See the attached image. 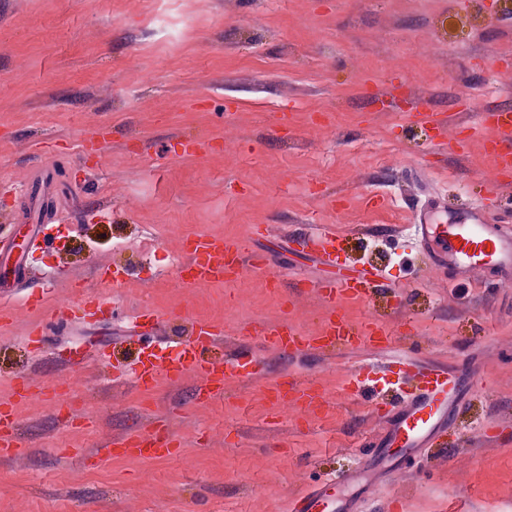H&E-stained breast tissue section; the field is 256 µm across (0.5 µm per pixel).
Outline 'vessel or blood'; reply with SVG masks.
Here are the masks:
<instances>
[{"label":"vessel or blood","mask_w":512,"mask_h":512,"mask_svg":"<svg viewBox=\"0 0 512 512\" xmlns=\"http://www.w3.org/2000/svg\"><path fill=\"white\" fill-rule=\"evenodd\" d=\"M414 118L419 125L434 132L433 144L446 146L447 119L443 113L431 108L416 111ZM477 126L490 130L484 142L485 150L492 155L495 168L512 171V112L488 108L477 115ZM442 244L440 261L470 273L494 269L503 275L512 274V234L504 233L487 224L482 208H474L465 218L449 217L447 224L434 230ZM298 251L317 254L327 268L326 276L318 288L327 304L338 301H366L375 288L386 279L382 267L372 265L349 271L342 261V249L336 235L325 226H315L303 232L294 241ZM186 260L181 266L183 283L200 286L213 282H233L240 276L244 264L253 269L267 271L269 260L259 255L245 261L240 247L223 238L199 234L189 239L184 249ZM265 347L272 351L293 353L301 349L321 350L329 345L357 346L368 342L386 347L389 332L381 322L370 319L359 329H352L344 319L328 313L315 336H301L288 322L262 327L259 331ZM220 335L217 325L197 322L190 342L180 344L175 352L156 349L138 357L128 372V378L142 392L156 390L161 384H179L187 375H195L201 382L207 403L224 397L227 384L233 380L252 378L257 373L256 360L247 351H241L226 360L206 361L203 354ZM459 385L447 369L421 366L410 372L406 381L393 382L382 379L375 393L382 406L393 408L389 438L407 448H431L445 435V420L452 410L451 392ZM63 387L54 384L40 395H32L27 385L14 388L13 399L0 404V457L22 451L24 444L15 430L14 406L39 398L49 407H56ZM268 396L274 401L288 400L312 410L321 405L324 394L311 383L293 380L289 386L274 385ZM172 440L151 432H136L117 442L123 456L140 460H153L168 456ZM324 489L315 488L292 503L293 512H324Z\"/></svg>","instance_id":"b4317fda"}]
</instances>
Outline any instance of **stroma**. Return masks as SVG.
<instances>
[{"instance_id": "1", "label": "stroma", "mask_w": 512, "mask_h": 512, "mask_svg": "<svg viewBox=\"0 0 512 512\" xmlns=\"http://www.w3.org/2000/svg\"><path fill=\"white\" fill-rule=\"evenodd\" d=\"M0 81V400L58 382L98 410L88 426L18 408L25 449L0 460V512H285L289 495L352 470L365 475L359 512H512V278L439 264L417 228L420 208L441 221L480 201L512 232V178L496 176L474 127L482 109L512 107V0H0ZM424 101L447 117V151L397 115ZM188 141L199 154L184 155ZM62 217L65 245L20 249ZM316 224L335 225L351 261L386 265V288L337 312L355 328L377 318L387 348H261L256 327L321 328L323 265L292 243ZM197 233L267 253L278 287L247 266L181 287ZM115 268L132 278L98 281ZM97 293L111 312L82 309ZM143 308L158 317L139 341ZM52 314L66 328L32 343ZM195 320L224 328L208 357L255 345L257 376L211 405L193 375L150 395L114 379ZM78 350L91 361L76 383ZM410 361L465 383L445 445L392 457L389 422L352 380ZM295 378L327 405L309 415L268 399L269 383ZM134 430L183 446L102 458Z\"/></svg>"}]
</instances>
